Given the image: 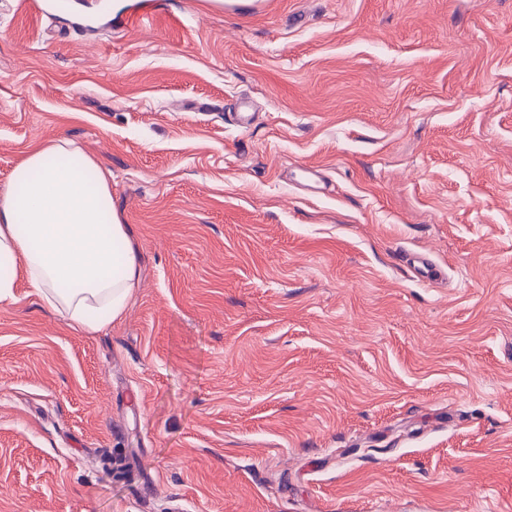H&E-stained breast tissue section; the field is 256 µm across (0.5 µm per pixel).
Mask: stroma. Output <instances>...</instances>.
<instances>
[{"label":"stroma","instance_id":"stroma-1","mask_svg":"<svg viewBox=\"0 0 512 512\" xmlns=\"http://www.w3.org/2000/svg\"><path fill=\"white\" fill-rule=\"evenodd\" d=\"M100 3L0 0V185L72 141L141 278L0 303V512H512V0Z\"/></svg>","mask_w":512,"mask_h":512}]
</instances>
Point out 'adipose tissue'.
<instances>
[{
  "instance_id": "1",
  "label": "adipose tissue",
  "mask_w": 512,
  "mask_h": 512,
  "mask_svg": "<svg viewBox=\"0 0 512 512\" xmlns=\"http://www.w3.org/2000/svg\"><path fill=\"white\" fill-rule=\"evenodd\" d=\"M71 326L119 321L140 286L138 250L110 174L71 142L34 144L0 187V301L17 278Z\"/></svg>"
}]
</instances>
